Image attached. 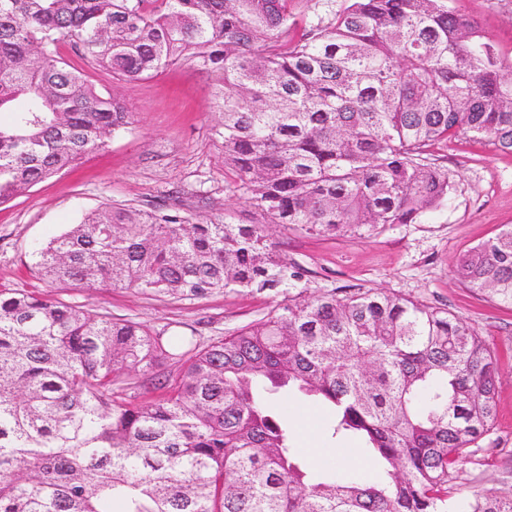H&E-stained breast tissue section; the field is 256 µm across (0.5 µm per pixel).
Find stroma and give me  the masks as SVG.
I'll return each mask as SVG.
<instances>
[{
	"mask_svg": "<svg viewBox=\"0 0 512 512\" xmlns=\"http://www.w3.org/2000/svg\"><path fill=\"white\" fill-rule=\"evenodd\" d=\"M477 21L484 35L512 54V0H448ZM91 76L102 90H118L132 124L76 168L0 205V289L22 288L55 300L91 307L116 318H133L170 334L195 336L209 344L257 322L282 295L227 291L194 301L146 296L126 290H88L52 282L32 266V243L46 242L77 224L102 203L152 209L179 207L199 219L253 224L259 216L225 189L230 179L215 130V81L192 63L151 79L113 82L111 74ZM438 165L452 172L456 191L447 206L416 224H393L379 233L326 238L269 225L272 242L304 273L302 286L346 294L380 289L458 314L500 357L497 420L479 440L475 457L458 467L454 484L465 494L494 490L512 495V310L464 288L455 275L458 259L482 241L512 226V152L466 138L433 148ZM272 410L284 416L301 458L324 468L346 458L354 475L374 473L362 460L354 437L330 438L328 411L311 397L273 395Z\"/></svg>",
	"mask_w": 512,
	"mask_h": 512,
	"instance_id": "obj_1",
	"label": "stroma"
}]
</instances>
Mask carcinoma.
<instances>
[{
	"label": "carcinoma",
	"instance_id": "cac0c4a2",
	"mask_svg": "<svg viewBox=\"0 0 512 512\" xmlns=\"http://www.w3.org/2000/svg\"><path fill=\"white\" fill-rule=\"evenodd\" d=\"M65 47L118 81L183 61L216 74L226 188L307 234L446 206L455 181L435 145L512 151V57L448 0H0V204L131 124ZM31 256L83 288L283 299L202 347L1 290L0 512H512V496L453 485L497 414V354L465 319L374 289L293 294L303 273L263 226L175 207L107 204ZM456 275L512 310V227ZM296 392L329 406L331 437L359 438L385 480L303 463L264 397Z\"/></svg>",
	"mask_w": 512,
	"mask_h": 512
}]
</instances>
